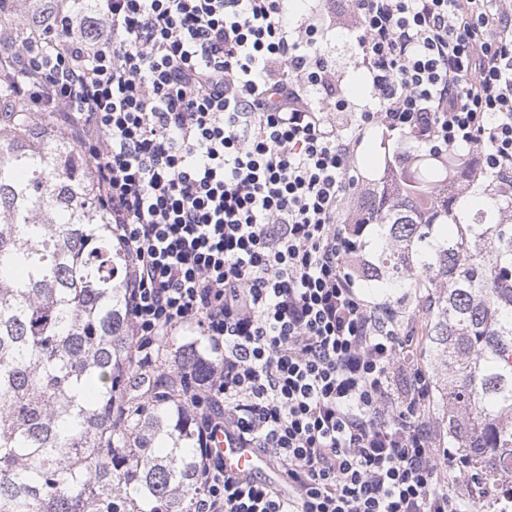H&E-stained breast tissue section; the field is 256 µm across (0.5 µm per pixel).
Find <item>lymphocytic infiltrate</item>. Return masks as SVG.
<instances>
[{"label":"lymphocytic infiltrate","mask_w":512,"mask_h":512,"mask_svg":"<svg viewBox=\"0 0 512 512\" xmlns=\"http://www.w3.org/2000/svg\"><path fill=\"white\" fill-rule=\"evenodd\" d=\"M60 0L13 44L12 94L61 113L125 252L142 371L192 331L182 365L200 447L193 512H473L435 445L432 386L396 308L345 270L354 156L375 125L479 152L512 184V9L499 0H351L376 108L356 110L321 40L283 0ZM273 462L226 472L216 433ZM198 339L187 342L182 345L179 353L182 363L187 366L189 370L195 373L201 372L208 366V358L204 357L197 348Z\"/></svg>","instance_id":"lymphocytic-infiltrate-1"}]
</instances>
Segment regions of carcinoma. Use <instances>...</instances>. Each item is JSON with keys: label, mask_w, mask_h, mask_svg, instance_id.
<instances>
[{"label": "carcinoma", "mask_w": 512, "mask_h": 512, "mask_svg": "<svg viewBox=\"0 0 512 512\" xmlns=\"http://www.w3.org/2000/svg\"><path fill=\"white\" fill-rule=\"evenodd\" d=\"M49 22L0 0V27L32 37ZM77 153L0 80V512H192L194 418L180 379L134 365L124 255ZM448 164L451 178L391 161L354 220L375 230L354 276L418 299L448 447L481 505L512 474V190L462 224L470 161ZM197 345L179 357L199 373Z\"/></svg>", "instance_id": "1"}]
</instances>
